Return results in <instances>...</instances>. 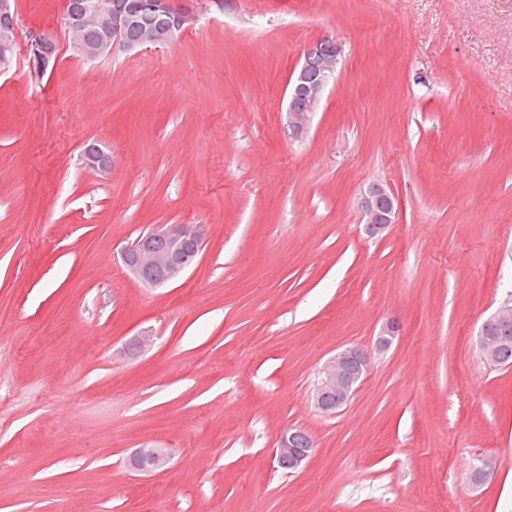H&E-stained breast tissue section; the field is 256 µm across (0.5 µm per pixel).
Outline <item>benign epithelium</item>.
<instances>
[{"label": "benign epithelium", "mask_w": 512, "mask_h": 512, "mask_svg": "<svg viewBox=\"0 0 512 512\" xmlns=\"http://www.w3.org/2000/svg\"><path fill=\"white\" fill-rule=\"evenodd\" d=\"M189 20V11L177 8L173 0H64L61 25L75 36L74 44L85 54V60L95 62L108 58L117 50L137 51L147 46L173 42ZM16 0H0V57L12 54L18 42ZM27 51L31 62L42 72L56 63L57 44L44 34L29 39ZM339 48L335 42L322 39L303 54L289 93L288 122L296 139L304 138L311 119L334 75V63ZM88 167L106 169L112 164V154L98 144L84 149ZM369 235L378 236L394 223L397 202L384 185L368 187L360 201ZM203 246L202 227L195 224H166L138 236L123 248L122 261L129 274L142 286L154 288L181 280L192 266ZM512 325V303L507 302L489 318L479 334L484 360L497 365L499 359L486 342L491 326L507 330ZM368 364L365 351L346 348L331 357L321 368L311 399L325 415L348 403L355 393ZM308 455L294 448L293 435L280 434L275 449L278 465L299 468ZM167 453L162 448H138L129 457L131 469L155 472L165 467Z\"/></svg>", "instance_id": "obj_1"}]
</instances>
